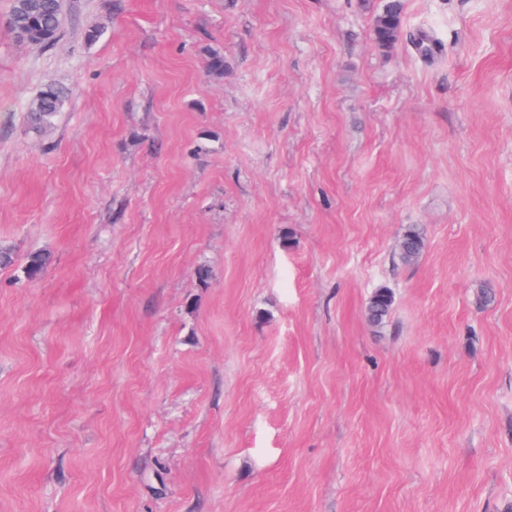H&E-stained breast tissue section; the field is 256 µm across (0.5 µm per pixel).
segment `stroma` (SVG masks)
<instances>
[{
  "mask_svg": "<svg viewBox=\"0 0 512 512\" xmlns=\"http://www.w3.org/2000/svg\"><path fill=\"white\" fill-rule=\"evenodd\" d=\"M11 3L0 512H512V0ZM58 0H13L9 18L11 34L22 42L40 46L53 45L60 36L62 16ZM403 9L402 0H383L372 26L373 38L382 51L392 49L397 42L402 29ZM63 101L64 92L60 87L55 85L45 86L26 107L32 128L39 131L51 126L60 112ZM425 248V240L421 230L417 226H409L405 229L400 239V256L406 262L416 260ZM51 263V257L40 251L30 253L22 266L24 278L29 281L40 279ZM393 304L392 292L379 288L370 296L366 307L367 318L374 326L381 325L388 317Z\"/></svg>",
  "mask_w": 512,
  "mask_h": 512,
  "instance_id": "1",
  "label": "stroma"
}]
</instances>
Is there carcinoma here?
<instances>
[{"mask_svg":"<svg viewBox=\"0 0 512 512\" xmlns=\"http://www.w3.org/2000/svg\"><path fill=\"white\" fill-rule=\"evenodd\" d=\"M402 0H383L380 12L375 16L372 35L379 49L388 51L397 42L403 20ZM9 18L12 20L10 33L22 42L49 46L60 36L62 19L57 10V0H12ZM64 101V92L55 85L45 86L27 105L32 128L39 131L54 122ZM425 248L421 230L416 226L405 229L400 239V256L406 262L416 260ZM51 263V257L40 251L26 257L22 266L24 278L29 281L40 279ZM393 304L392 292L379 288L370 296L366 307L367 318L375 326L381 325L388 317Z\"/></svg>","mask_w":512,"mask_h":512,"instance_id":"1","label":"carcinoma"}]
</instances>
